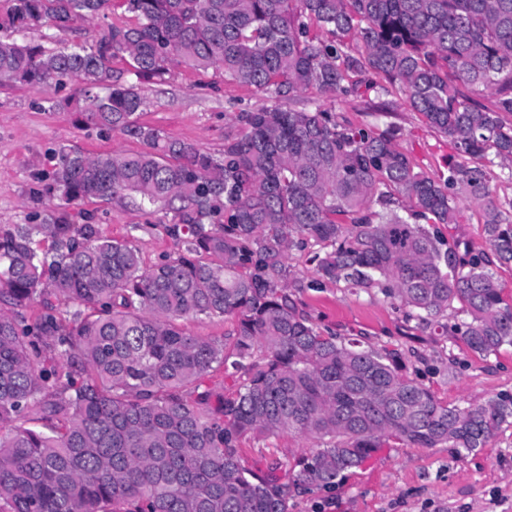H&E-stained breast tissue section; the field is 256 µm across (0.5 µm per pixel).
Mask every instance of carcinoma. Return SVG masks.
<instances>
[{
  "mask_svg": "<svg viewBox=\"0 0 512 512\" xmlns=\"http://www.w3.org/2000/svg\"><path fill=\"white\" fill-rule=\"evenodd\" d=\"M109 0H12L0 29L73 28ZM135 17L45 53L0 39V85H75L60 107L142 142L136 153L62 146L36 177L56 208L0 224V501L11 512H288L389 442L469 452L512 419V396L448 406L399 353L324 333L296 295L324 282L382 294L431 336L479 355L512 346V302L490 269L512 262V0H121ZM127 55L137 81L112 70ZM220 68L271 104L239 112L216 156L139 122V81L173 63ZM400 95L456 152L431 177L393 134L339 122L300 93ZM491 96V104L482 102ZM478 204L488 250L449 240L458 197ZM89 199L172 214L174 257L74 224ZM49 243L47 249L40 244ZM316 264L307 280L294 251ZM458 315L448 323V312ZM230 317L232 346L181 326ZM244 376L232 398L204 385ZM293 433L315 447L285 478L245 467L239 437Z\"/></svg>",
  "mask_w": 512,
  "mask_h": 512,
  "instance_id": "1",
  "label": "carcinoma"
}]
</instances>
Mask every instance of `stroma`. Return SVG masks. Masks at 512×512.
I'll return each mask as SVG.
<instances>
[{
	"label": "stroma",
	"instance_id": "1",
	"mask_svg": "<svg viewBox=\"0 0 512 512\" xmlns=\"http://www.w3.org/2000/svg\"><path fill=\"white\" fill-rule=\"evenodd\" d=\"M132 22L119 0H110L94 20L78 23L76 31L45 26L37 40L45 51L54 52L74 41L92 40L109 25ZM73 91L70 85L47 90L0 86V224H26L33 212L53 208L52 198L36 202L30 191L36 172L46 167L50 152L59 146L75 145L90 155L142 150L136 139L102 135L58 109L57 101ZM142 93V123L216 155L224 149L225 136L238 131L236 113L267 103L262 92L226 80L221 69L184 64L172 65L161 81L143 84ZM383 101L381 110L358 99L325 97L321 103L335 110L339 120L392 133L395 143L427 174L446 171L453 152L448 138L428 127L402 100L387 95ZM81 209L103 235L134 237L145 265L178 250L166 232L170 217L165 212L99 200L85 202ZM297 303L323 330L362 335L377 347L399 350L407 375L430 387L441 402L453 406L512 396V346L489 357L472 353L455 338L437 339L409 327L382 295L354 293L340 285L305 290ZM311 446V441L293 434H252L241 438L239 449L245 466L264 475L272 460H294ZM288 512H512V423L503 425L485 448L470 453L445 445L377 449L334 488L295 495Z\"/></svg>",
	"mask_w": 512,
	"mask_h": 512
}]
</instances>
